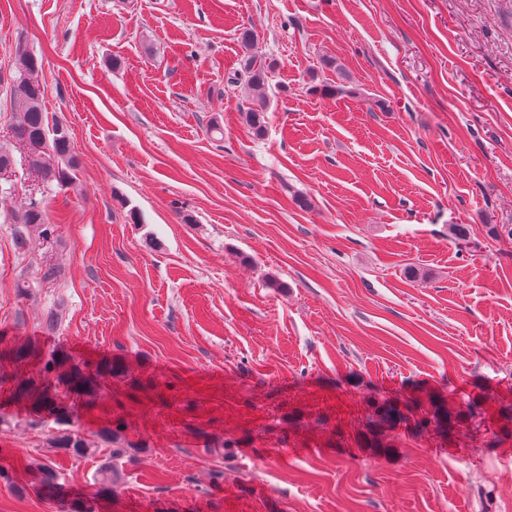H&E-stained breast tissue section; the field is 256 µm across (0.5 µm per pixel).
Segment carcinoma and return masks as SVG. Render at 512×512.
I'll return each mask as SVG.
<instances>
[{"label":"carcinoma","instance_id":"cac0c4a2","mask_svg":"<svg viewBox=\"0 0 512 512\" xmlns=\"http://www.w3.org/2000/svg\"><path fill=\"white\" fill-rule=\"evenodd\" d=\"M41 65L25 50L15 53L14 73L11 75L10 99L19 114L11 127L12 137L27 148L28 166L36 177L46 183H56L62 189L74 185L73 172L78 166L67 125L49 119L43 108L44 86L38 79ZM271 65L250 56L240 65L238 81L252 91L247 110L249 126L257 136L265 134V89ZM17 250L25 249L29 232L34 229L45 240L54 237V225L47 222L44 204L28 198L11 215ZM38 376L15 382L12 398L23 401L36 414H45L62 426L53 439V447L73 457H83L92 451L91 444L77 430L79 407L92 404L100 390V370L91 371L74 364L60 354L39 357ZM37 483L54 493L60 489L57 474L49 463L36 467Z\"/></svg>","mask_w":512,"mask_h":512}]
</instances>
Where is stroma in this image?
Instances as JSON below:
<instances>
[{
	"label": "stroma",
	"instance_id": "1",
	"mask_svg": "<svg viewBox=\"0 0 512 512\" xmlns=\"http://www.w3.org/2000/svg\"><path fill=\"white\" fill-rule=\"evenodd\" d=\"M19 47L80 164L43 192L13 152L0 347L122 372L75 459L0 358V512H512V0H0V73ZM247 54L275 64L261 137ZM38 192L55 235L21 255ZM438 406L452 431L418 427ZM11 220L14 224L15 247L19 251L25 249L30 229L38 231L46 242H50L54 237V225L47 222L44 204L41 200L29 197L11 215Z\"/></svg>",
	"mask_w": 512,
	"mask_h": 512
}]
</instances>
